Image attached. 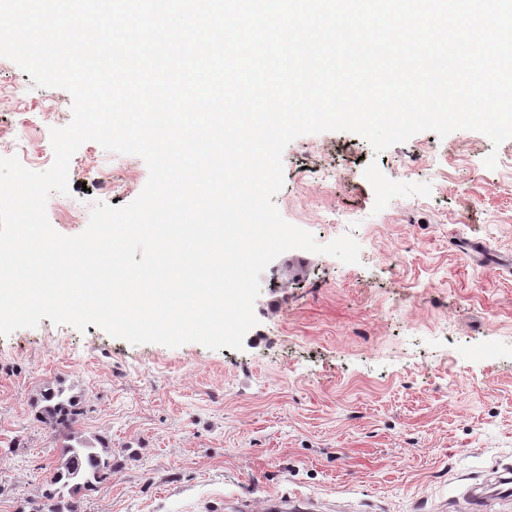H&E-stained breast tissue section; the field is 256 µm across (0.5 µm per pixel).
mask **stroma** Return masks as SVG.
<instances>
[{
	"mask_svg": "<svg viewBox=\"0 0 512 512\" xmlns=\"http://www.w3.org/2000/svg\"><path fill=\"white\" fill-rule=\"evenodd\" d=\"M70 94L0 58V157L54 160ZM496 154L497 165L484 164ZM282 217L318 243L351 235L360 261L291 250L260 277L243 350L132 345L42 319L0 336V512H36L63 439L41 394L77 402L73 431L112 450L80 512H205L217 498L320 512H469L468 486L512 464V139L425 131L374 152L350 132L282 155ZM93 141L47 216L66 236L94 202L148 180Z\"/></svg>",
	"mask_w": 512,
	"mask_h": 512,
	"instance_id": "35a3bbf8",
	"label": "stroma"
}]
</instances>
